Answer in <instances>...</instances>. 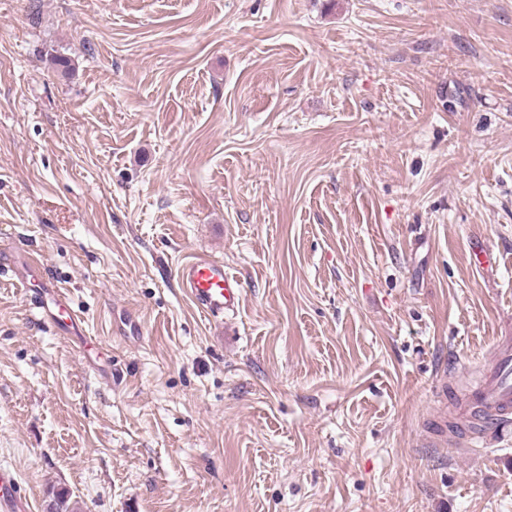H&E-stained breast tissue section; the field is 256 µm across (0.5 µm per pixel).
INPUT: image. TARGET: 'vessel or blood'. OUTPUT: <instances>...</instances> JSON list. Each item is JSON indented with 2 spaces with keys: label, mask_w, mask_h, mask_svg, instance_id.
<instances>
[{
  "label": "vessel or blood",
  "mask_w": 512,
  "mask_h": 512,
  "mask_svg": "<svg viewBox=\"0 0 512 512\" xmlns=\"http://www.w3.org/2000/svg\"><path fill=\"white\" fill-rule=\"evenodd\" d=\"M177 279L189 299L209 317L223 318L225 311L239 302L241 285L224 270L223 262L206 256H194L177 269ZM49 301H38L49 320L58 327H76L67 294L58 288L49 289ZM469 410L472 422L480 426L504 428L512 425V339H500L492 351V360L485 370L481 385L473 393ZM13 475L0 473V512H27L20 496L4 491V484L14 483Z\"/></svg>",
  "instance_id": "1"
}]
</instances>
